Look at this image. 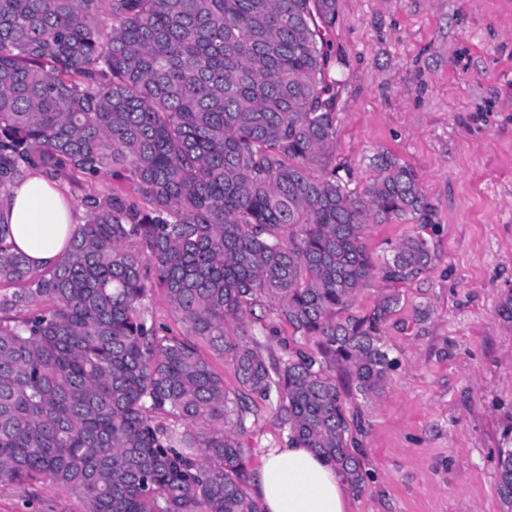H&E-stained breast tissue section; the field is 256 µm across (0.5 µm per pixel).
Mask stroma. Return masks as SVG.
I'll list each match as a JSON object with an SVG mask.
<instances>
[{"label": "stroma", "instance_id": "obj_1", "mask_svg": "<svg viewBox=\"0 0 512 512\" xmlns=\"http://www.w3.org/2000/svg\"><path fill=\"white\" fill-rule=\"evenodd\" d=\"M338 84L330 153L363 193L376 156L416 174L435 230L430 268L400 290L382 336L396 365L349 392L367 472L355 512H512V0H338L327 36ZM382 216L374 258L413 233ZM426 320H419L420 310ZM48 487L0 485V512H81ZM499 477V492L502 500L512 506V448L500 451Z\"/></svg>", "mask_w": 512, "mask_h": 512}]
</instances>
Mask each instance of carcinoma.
I'll return each instance as SVG.
<instances>
[{"label": "carcinoma", "mask_w": 512, "mask_h": 512, "mask_svg": "<svg viewBox=\"0 0 512 512\" xmlns=\"http://www.w3.org/2000/svg\"><path fill=\"white\" fill-rule=\"evenodd\" d=\"M335 23L336 0H0V209L31 172L135 193L86 196L42 271L0 222V484L75 493L84 512H262L246 444L262 405L364 489L335 373L381 388L400 296L339 313L428 269L434 221L396 159L361 195L333 164ZM382 215L417 228L378 265L364 237ZM156 288L175 331L149 314ZM262 303L281 356L250 333ZM499 492L512 505L508 448ZM389 292L386 283L379 279L374 280L370 286L362 288L356 295L349 313L364 315L372 311L380 299Z\"/></svg>", "instance_id": "cac0c4a2"}]
</instances>
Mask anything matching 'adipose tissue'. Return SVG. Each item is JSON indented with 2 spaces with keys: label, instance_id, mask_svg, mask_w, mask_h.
Segmentation results:
<instances>
[{
  "label": "adipose tissue",
  "instance_id": "ef3b65f1",
  "mask_svg": "<svg viewBox=\"0 0 512 512\" xmlns=\"http://www.w3.org/2000/svg\"><path fill=\"white\" fill-rule=\"evenodd\" d=\"M14 244L33 267L54 266L63 253L77 218L60 188L38 173L11 189L0 210ZM265 512H354V497L336 469L310 448L289 444L271 449L254 483Z\"/></svg>",
  "mask_w": 512,
  "mask_h": 512
}]
</instances>
